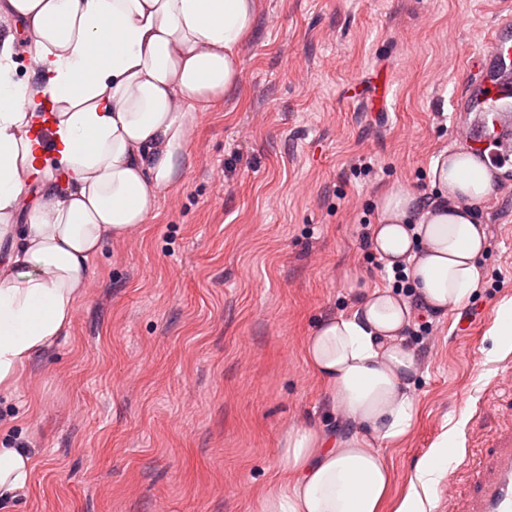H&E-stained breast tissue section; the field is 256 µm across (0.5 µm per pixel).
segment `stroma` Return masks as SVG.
<instances>
[{"label":"stroma","instance_id":"1","mask_svg":"<svg viewBox=\"0 0 512 512\" xmlns=\"http://www.w3.org/2000/svg\"><path fill=\"white\" fill-rule=\"evenodd\" d=\"M512 0H259L242 80L197 113L180 174L127 240L95 255L68 336L0 395V441L28 448L30 486L0 512H257L281 433L335 425L302 356L350 284L388 287L366 238L401 184L459 146L466 64ZM367 159L370 169L358 168ZM484 278L408 333L417 415L380 445L394 512L410 470L463 422L435 489L463 505L478 453L512 416V184L474 207ZM431 333H423V326Z\"/></svg>","mask_w":512,"mask_h":512}]
</instances>
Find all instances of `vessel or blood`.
Here are the masks:
<instances>
[{"label": "vessel or blood", "mask_w": 512, "mask_h": 512, "mask_svg": "<svg viewBox=\"0 0 512 512\" xmlns=\"http://www.w3.org/2000/svg\"><path fill=\"white\" fill-rule=\"evenodd\" d=\"M460 97L461 137L498 180L512 178V17L504 16L470 60ZM498 147L488 150L490 140ZM476 492L464 512H512V421L475 475Z\"/></svg>", "instance_id": "vessel-or-blood-1"}]
</instances>
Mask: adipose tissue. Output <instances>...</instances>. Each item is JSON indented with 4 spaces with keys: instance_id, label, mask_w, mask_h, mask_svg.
Masks as SVG:
<instances>
[{
    "instance_id": "1",
    "label": "adipose tissue",
    "mask_w": 512,
    "mask_h": 512,
    "mask_svg": "<svg viewBox=\"0 0 512 512\" xmlns=\"http://www.w3.org/2000/svg\"><path fill=\"white\" fill-rule=\"evenodd\" d=\"M258 0H0V393L67 335L106 241L146 223L177 179L195 112L231 93ZM32 48L16 77L15 42ZM422 203L394 186L378 202L368 245L386 268L404 266L413 292L358 288L351 312L319 321L303 357L323 384L341 431L313 424L279 438L274 485L258 512H380L391 471L381 444L416 416L418 358L407 334L420 314L464 304L483 277L484 225L472 205L495 178L466 150L442 152ZM40 199L16 226L28 184ZM460 425L416 466L395 512H431L457 461ZM34 460L0 444V500L25 490Z\"/></svg>"
}]
</instances>
